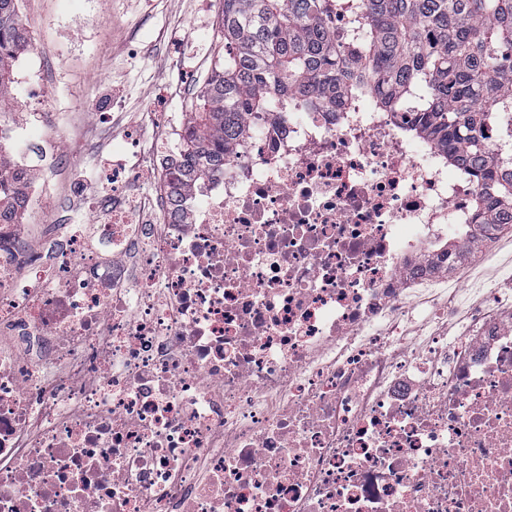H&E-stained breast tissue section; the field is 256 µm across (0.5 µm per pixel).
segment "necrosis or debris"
<instances>
[{
  "label": "necrosis or debris",
  "instance_id": "1",
  "mask_svg": "<svg viewBox=\"0 0 512 512\" xmlns=\"http://www.w3.org/2000/svg\"><path fill=\"white\" fill-rule=\"evenodd\" d=\"M149 217L0 225V512H512L480 192L373 96L292 101ZM421 320L423 331L409 325Z\"/></svg>",
  "mask_w": 512,
  "mask_h": 512
}]
</instances>
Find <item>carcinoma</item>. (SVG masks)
<instances>
[{
	"label": "carcinoma",
	"mask_w": 512,
	"mask_h": 512,
	"mask_svg": "<svg viewBox=\"0 0 512 512\" xmlns=\"http://www.w3.org/2000/svg\"><path fill=\"white\" fill-rule=\"evenodd\" d=\"M19 0H0V112L12 106L14 68L29 47ZM342 14L337 31L330 19ZM223 62L199 91L173 173L180 192L224 169L254 116L275 120L292 94L309 106L375 94L385 112L448 159L474 164L491 193L474 232L512 225V0H224ZM502 128L496 147L486 131ZM22 201L0 180V224L21 223Z\"/></svg>",
	"instance_id": "1"
}]
</instances>
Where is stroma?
<instances>
[{
    "mask_svg": "<svg viewBox=\"0 0 512 512\" xmlns=\"http://www.w3.org/2000/svg\"><path fill=\"white\" fill-rule=\"evenodd\" d=\"M223 0H19L29 48L12 93L26 113L1 126L43 131L47 196H34L27 224L89 223L109 192L113 158L143 170L151 146L185 127L218 62Z\"/></svg>",
    "mask_w": 512,
    "mask_h": 512,
    "instance_id": "obj_1",
    "label": "stroma"
}]
</instances>
